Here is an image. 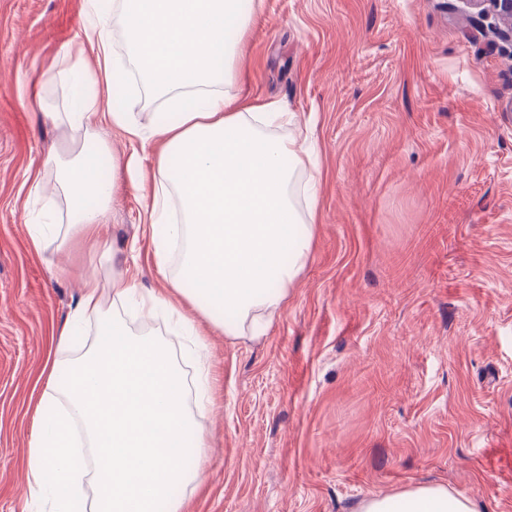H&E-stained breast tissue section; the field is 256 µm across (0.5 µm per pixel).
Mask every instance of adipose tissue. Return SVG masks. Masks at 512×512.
<instances>
[{
  "label": "adipose tissue",
  "mask_w": 512,
  "mask_h": 512,
  "mask_svg": "<svg viewBox=\"0 0 512 512\" xmlns=\"http://www.w3.org/2000/svg\"><path fill=\"white\" fill-rule=\"evenodd\" d=\"M117 13L85 0L81 42L97 59L92 94L62 112L64 142L49 154L65 207L62 246L98 241L112 204L113 184L94 175L111 157L104 126L151 146L154 201L146 223L151 237L183 242L182 263L168 273L171 288L203 315L221 310L224 333L260 337L278 315L303 272L314 238L317 190L297 199L294 170L310 157L294 113L214 92L233 84L250 17L238 0H115ZM120 24L133 69L117 66L112 26ZM137 71L147 96L159 99L172 122L145 128L113 102V86ZM286 126L285 136L268 135ZM135 281L104 286L86 276L75 314L105 313L107 295H138ZM184 398V374L168 344L119 319L79 358L46 379L29 469L50 490L54 512H183L177 486L199 482L188 448L202 447ZM98 493L87 499L86 482ZM360 512H476L472 501L441 486H419L365 499Z\"/></svg>",
  "instance_id": "ef3b65f1"
}]
</instances>
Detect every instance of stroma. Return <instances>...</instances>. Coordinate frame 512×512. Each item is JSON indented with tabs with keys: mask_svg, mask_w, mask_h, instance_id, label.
Listing matches in <instances>:
<instances>
[{
	"mask_svg": "<svg viewBox=\"0 0 512 512\" xmlns=\"http://www.w3.org/2000/svg\"><path fill=\"white\" fill-rule=\"evenodd\" d=\"M84 0H0V512H52L28 470L36 380L91 272L165 294L142 231L154 156L104 130L115 166L106 237L62 255L46 163L84 50ZM462 0H261L230 90L309 123L321 176L307 265L257 339L181 297L117 305L160 337L201 333L208 400L194 512H359L439 485L512 512V44ZM42 189L29 196L28 180ZM44 225L41 251L30 236Z\"/></svg>",
	"mask_w": 512,
	"mask_h": 512,
	"instance_id": "stroma-1",
	"label": "stroma"
}]
</instances>
